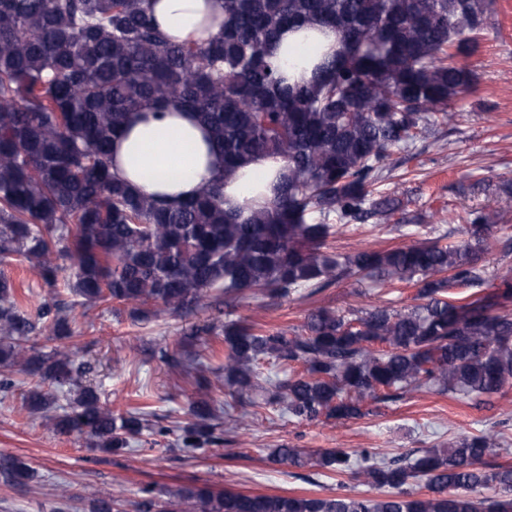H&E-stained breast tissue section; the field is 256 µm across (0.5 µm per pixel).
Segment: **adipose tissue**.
Masks as SVG:
<instances>
[{"instance_id": "ef3b65f1", "label": "adipose tissue", "mask_w": 512, "mask_h": 512, "mask_svg": "<svg viewBox=\"0 0 512 512\" xmlns=\"http://www.w3.org/2000/svg\"><path fill=\"white\" fill-rule=\"evenodd\" d=\"M157 24L174 40L203 42L216 36L224 0H154ZM316 46L302 32H283L270 59L289 82L309 79ZM221 156L211 151L205 126L194 112L176 102L149 105L131 115L112 143V170L133 188L179 200L196 194L222 171ZM283 163L265 158L244 161L224 179V208L235 211L258 205L280 191Z\"/></svg>"}]
</instances>
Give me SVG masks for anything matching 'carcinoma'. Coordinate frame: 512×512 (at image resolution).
Masks as SVG:
<instances>
[{"label": "carcinoma", "mask_w": 512, "mask_h": 512, "mask_svg": "<svg viewBox=\"0 0 512 512\" xmlns=\"http://www.w3.org/2000/svg\"><path fill=\"white\" fill-rule=\"evenodd\" d=\"M150 0H0V264L19 257L48 288L64 280L89 306L135 322L231 311L245 296L316 295L336 281L417 288L404 309L319 307L299 327L264 331L244 319L199 326L224 361L216 378L249 409L226 425L209 367L160 359L194 379L183 450L224 442V432L276 406L308 422L363 418L415 392L480 398L512 386V267L489 285L479 265L491 229L512 208L471 211L465 238L431 236L386 249L334 251L341 229L390 223L399 200L376 191L394 151L434 136L475 84L468 59L493 21L496 0H224L216 37L176 42L157 27ZM319 25L337 46L319 53L313 77L291 84L269 59L283 29ZM196 111L224 158V173L197 196L167 202L112 172V139L154 101ZM281 161L288 177L273 201L224 210V175L250 157ZM71 239L63 251L58 244ZM43 331L51 356L30 345ZM73 331L58 300L30 311L0 274V390L32 382L23 401L61 434L119 453L150 432L148 412L114 411L90 372L71 359ZM499 433L390 458L330 448L314 456L280 445L267 460L352 475L380 493L263 494L184 487L165 498L143 490L136 512H512V465ZM31 468L0 458V482L23 485ZM492 490L493 497L478 493Z\"/></svg>", "instance_id": "obj_1"}]
</instances>
